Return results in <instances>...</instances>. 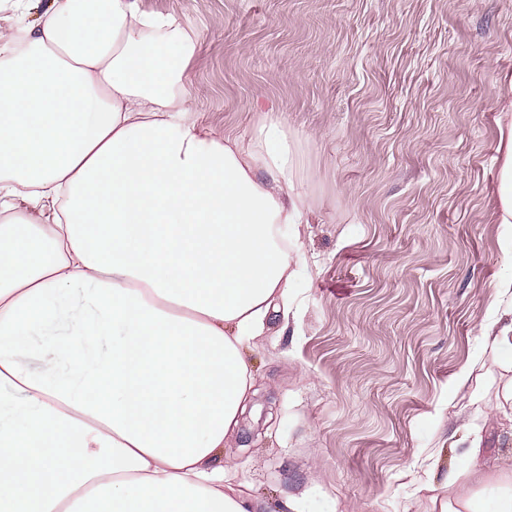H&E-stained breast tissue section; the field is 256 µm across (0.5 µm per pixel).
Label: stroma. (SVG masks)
Returning a JSON list of instances; mask_svg holds the SVG:
<instances>
[{
  "instance_id": "35a3bbf8",
  "label": "stroma",
  "mask_w": 512,
  "mask_h": 512,
  "mask_svg": "<svg viewBox=\"0 0 512 512\" xmlns=\"http://www.w3.org/2000/svg\"><path fill=\"white\" fill-rule=\"evenodd\" d=\"M194 39L199 125L274 111L314 210L293 313L245 350L226 475L281 512H439L465 448L512 461V369L480 326L512 271L497 222L512 0H142Z\"/></svg>"
}]
</instances>
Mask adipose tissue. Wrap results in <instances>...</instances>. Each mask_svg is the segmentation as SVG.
<instances>
[{
  "mask_svg": "<svg viewBox=\"0 0 512 512\" xmlns=\"http://www.w3.org/2000/svg\"><path fill=\"white\" fill-rule=\"evenodd\" d=\"M193 40L141 0L0 6V512H267L224 480L243 354L312 212L279 117L199 127ZM512 255V122L498 149ZM466 512H512V465Z\"/></svg>",
  "mask_w": 512,
  "mask_h": 512,
  "instance_id": "obj_1",
  "label": "adipose tissue"
}]
</instances>
